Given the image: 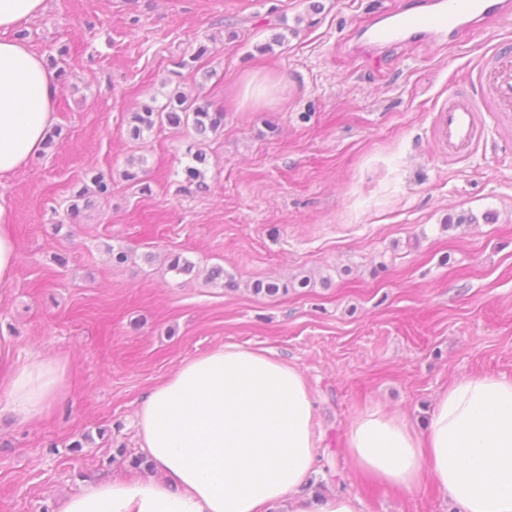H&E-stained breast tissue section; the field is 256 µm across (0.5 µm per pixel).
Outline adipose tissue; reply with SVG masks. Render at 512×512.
Here are the masks:
<instances>
[{
	"mask_svg": "<svg viewBox=\"0 0 512 512\" xmlns=\"http://www.w3.org/2000/svg\"><path fill=\"white\" fill-rule=\"evenodd\" d=\"M46 0H0V179L44 148L57 83L12 30ZM15 213L0 194V287L18 260ZM0 412L31 423L65 395L69 361L37 354L14 363L0 339ZM136 432L152 475L105 479L65 495L57 512H358L348 493L304 494L320 437L300 369L265 351L224 345L182 363L142 400ZM349 465L371 482L416 494L433 484L459 512H512V377L473 374L435 401L428 426L376 405L346 433Z\"/></svg>",
	"mask_w": 512,
	"mask_h": 512,
	"instance_id": "ef3b65f1",
	"label": "adipose tissue"
}]
</instances>
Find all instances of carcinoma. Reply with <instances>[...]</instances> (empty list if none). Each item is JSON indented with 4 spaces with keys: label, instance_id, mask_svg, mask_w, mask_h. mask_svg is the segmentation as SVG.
<instances>
[{
    "label": "carcinoma",
    "instance_id": "cac0c4a2",
    "mask_svg": "<svg viewBox=\"0 0 512 512\" xmlns=\"http://www.w3.org/2000/svg\"><path fill=\"white\" fill-rule=\"evenodd\" d=\"M169 126L173 129H192L200 139L218 136L224 131V111L203 94L190 98L183 93L173 91L165 104L154 102L138 104L128 116V134L133 140H140L157 129ZM192 163L184 169L183 189L187 192L202 190L206 185V154L201 149L191 153ZM85 177L89 183L78 190L66 211L69 220L74 221L82 212L80 201L90 193L104 198L112 193V181L103 173L89 169ZM166 270L175 276H188L195 270V263L178 253L167 258ZM312 282L309 275L297 277L286 284L279 281L257 279L252 282L250 291L255 296L275 297L286 294L291 289L306 288Z\"/></svg>",
    "mask_w": 512,
    "mask_h": 512
}]
</instances>
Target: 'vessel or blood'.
Wrapping results in <instances>:
<instances>
[{
	"mask_svg": "<svg viewBox=\"0 0 512 512\" xmlns=\"http://www.w3.org/2000/svg\"><path fill=\"white\" fill-rule=\"evenodd\" d=\"M509 15L512 0H427L417 13L381 14L360 29L358 39L371 50L414 37L454 48L474 37L488 20ZM482 91L500 116L512 115V53L490 55L480 87L457 85L439 108L433 134L449 156L464 155L479 144L483 123L477 96Z\"/></svg>",
	"mask_w": 512,
	"mask_h": 512,
	"instance_id": "1",
	"label": "vessel or blood"
}]
</instances>
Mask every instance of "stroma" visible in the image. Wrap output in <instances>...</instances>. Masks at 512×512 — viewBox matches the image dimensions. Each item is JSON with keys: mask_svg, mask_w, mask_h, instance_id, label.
Here are the masks:
<instances>
[{"mask_svg": "<svg viewBox=\"0 0 512 512\" xmlns=\"http://www.w3.org/2000/svg\"><path fill=\"white\" fill-rule=\"evenodd\" d=\"M311 2L47 0L22 24L27 46L60 68L58 135L0 180L18 250L0 288V338L18 362L67 357L69 382L36 422L0 416V512H54L73 489L136 478L145 395L228 343L303 371L323 492L356 496L360 512H454L434 486L410 496L366 480L348 464L345 434L376 404L424 427L455 379L512 377V131L485 114L484 144L457 158L433 137L449 87L477 79L485 53L512 48V19L455 50L407 41L375 51L359 28L421 0H319L317 12ZM282 22L284 44L261 52ZM252 75L270 78L268 101L242 103ZM175 90L223 107V133L131 140L132 107ZM196 143L208 188L183 193ZM133 157L148 191L122 177ZM91 167L111 176V197L60 223ZM463 214L475 223L443 230ZM113 246L131 249L126 264L113 265ZM174 252L196 262L194 277L167 272ZM215 265L235 288L207 282ZM300 274L311 287L247 290ZM85 434L91 442L73 450Z\"/></svg>", "mask_w": 512, "mask_h": 512, "instance_id": "stroma-1", "label": "stroma"}]
</instances>
